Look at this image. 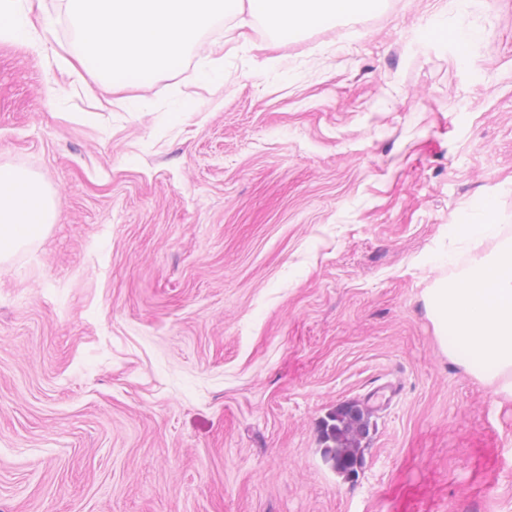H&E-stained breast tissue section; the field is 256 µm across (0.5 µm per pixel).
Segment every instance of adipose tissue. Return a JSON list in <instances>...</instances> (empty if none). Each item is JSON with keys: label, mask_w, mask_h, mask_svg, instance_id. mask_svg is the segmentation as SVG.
I'll return each instance as SVG.
<instances>
[{"label": "adipose tissue", "mask_w": 512, "mask_h": 512, "mask_svg": "<svg viewBox=\"0 0 512 512\" xmlns=\"http://www.w3.org/2000/svg\"><path fill=\"white\" fill-rule=\"evenodd\" d=\"M36 25L19 0H0V39L31 43ZM55 204L36 178L0 166V262L45 233ZM457 237L498 240L489 256L474 258L464 283H441L430 308L439 344L482 382L512 398V240L500 237L493 204L471 222L453 227Z\"/></svg>", "instance_id": "1"}]
</instances>
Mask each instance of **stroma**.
Instances as JSON below:
<instances>
[{
	"instance_id": "35a3bbf8",
	"label": "stroma",
	"mask_w": 512,
	"mask_h": 512,
	"mask_svg": "<svg viewBox=\"0 0 512 512\" xmlns=\"http://www.w3.org/2000/svg\"><path fill=\"white\" fill-rule=\"evenodd\" d=\"M0 42V166L57 218L0 266V512H512V400L432 288L512 238V0H382L294 37L236 16L123 90ZM224 85L198 86L207 48ZM186 109H179L181 100ZM371 413L353 477L322 454ZM448 37L462 51V56H464V52L480 42L484 34L478 29L459 22L448 29ZM453 226V233L457 237L474 240L478 242L477 246L482 240L497 239L500 236L499 225L495 222V208L491 201L468 224Z\"/></svg>"
}]
</instances>
